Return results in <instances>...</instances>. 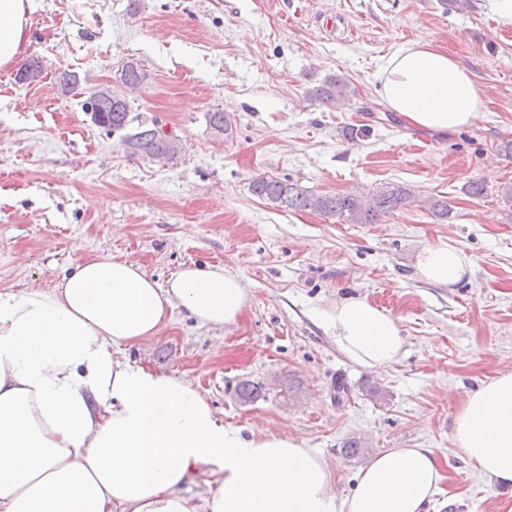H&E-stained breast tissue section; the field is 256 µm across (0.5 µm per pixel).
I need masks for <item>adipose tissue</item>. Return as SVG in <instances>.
Instances as JSON below:
<instances>
[{"label":"adipose tissue","mask_w":512,"mask_h":512,"mask_svg":"<svg viewBox=\"0 0 512 512\" xmlns=\"http://www.w3.org/2000/svg\"><path fill=\"white\" fill-rule=\"evenodd\" d=\"M34 0H0V68L22 56ZM376 79L387 107L415 127L451 133L477 123L485 93L462 62L414 41L383 58ZM463 249L422 247L414 267L452 286L471 270ZM249 295L219 265L181 267L158 282L136 263L99 256L49 290L0 293V512H429L442 473L431 448H389L337 496L327 463L293 436L224 424L193 382L121 360L173 310L203 326L238 322ZM337 349L379 370L396 362L399 320L361 297L321 313ZM452 441L483 475L512 484V371L458 406ZM210 493L185 494L202 469Z\"/></svg>","instance_id":"obj_1"}]
</instances>
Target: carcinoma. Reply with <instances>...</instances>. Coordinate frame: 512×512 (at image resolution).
<instances>
[{
	"label": "carcinoma",
	"mask_w": 512,
	"mask_h": 512,
	"mask_svg": "<svg viewBox=\"0 0 512 512\" xmlns=\"http://www.w3.org/2000/svg\"><path fill=\"white\" fill-rule=\"evenodd\" d=\"M146 79L147 74L139 63L132 60L124 63L114 75L116 86H102L90 94L87 111L91 112L96 126L112 134H121V144L128 156L158 163L170 161L179 153L178 143L170 135L141 124L135 131H129L135 117L131 116L124 91L137 89ZM351 93L346 80L330 77L313 92V96L324 102L341 103L348 100ZM206 117L216 135L231 133V124L224 112H209ZM249 190L266 203L289 212L311 210L325 218H343L353 224H377L397 208L414 202L411 190L397 184L366 193L316 194L287 178L261 175L251 181ZM429 211L440 219H449L453 206L444 197L432 198ZM236 394L241 402L253 403L266 397V389L262 382L246 380L236 386Z\"/></svg>",
	"instance_id": "cac0c4a2"
}]
</instances>
